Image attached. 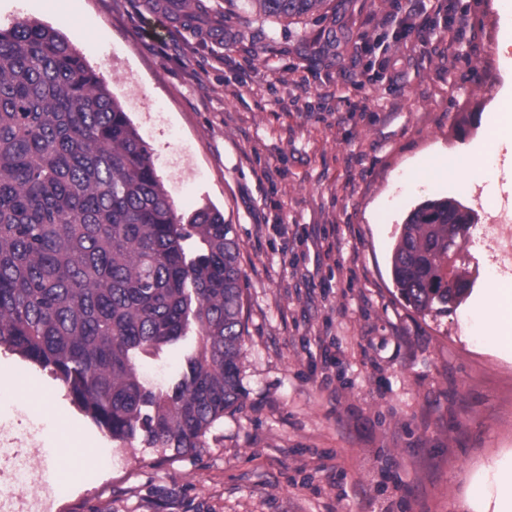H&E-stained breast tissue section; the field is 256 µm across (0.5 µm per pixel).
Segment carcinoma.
<instances>
[{"label": "carcinoma", "instance_id": "1", "mask_svg": "<svg viewBox=\"0 0 512 512\" xmlns=\"http://www.w3.org/2000/svg\"><path fill=\"white\" fill-rule=\"evenodd\" d=\"M266 20L323 0H240ZM470 215L416 207L393 244L401 298L420 313L461 301L448 256ZM203 251L186 260L183 243ZM240 244L224 214L187 221L121 102L68 37L37 20L0 28V345L49 370L118 440L188 452L242 397ZM191 340L181 371L149 388L140 359Z\"/></svg>", "mask_w": 512, "mask_h": 512}]
</instances>
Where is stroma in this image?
Masks as SVG:
<instances>
[{"label":"stroma","instance_id":"obj_1","mask_svg":"<svg viewBox=\"0 0 512 512\" xmlns=\"http://www.w3.org/2000/svg\"><path fill=\"white\" fill-rule=\"evenodd\" d=\"M398 3L419 22L399 42ZM493 3L325 0L265 21L232 0H0V28L40 20L96 70L177 214L213 206L232 224L245 322L242 401L185 453L112 439L1 346L0 373L36 386L67 428L54 454L22 443L0 457V512L46 487L45 512H479L471 483L512 463V353L488 349L471 315L497 253L481 235L492 213L481 192L458 198L473 284L448 311L401 299L391 250L411 210L450 195L403 164L481 144L512 89ZM452 25L472 37L456 58L442 52ZM395 61L408 69L392 83ZM291 98L299 109L282 111ZM20 460L39 484L15 489Z\"/></svg>","mask_w":512,"mask_h":512}]
</instances>
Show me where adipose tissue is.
Returning <instances> with one entry per match:
<instances>
[{
  "label": "adipose tissue",
  "mask_w": 512,
  "mask_h": 512,
  "mask_svg": "<svg viewBox=\"0 0 512 512\" xmlns=\"http://www.w3.org/2000/svg\"><path fill=\"white\" fill-rule=\"evenodd\" d=\"M406 170L415 178L452 180L460 193L467 192L472 184L502 176L512 188V113L497 114L489 127L481 157H472L467 149L450 153L437 147L411 159ZM475 309L487 342L512 350V282L492 278Z\"/></svg>",
  "instance_id": "1"
}]
</instances>
